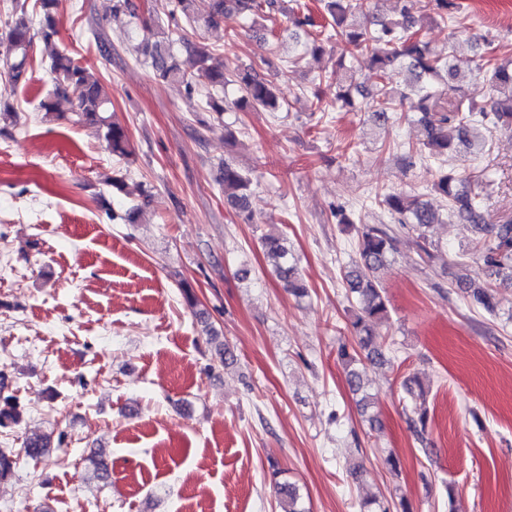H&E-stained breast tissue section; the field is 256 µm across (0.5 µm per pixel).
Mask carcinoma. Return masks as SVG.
Wrapping results in <instances>:
<instances>
[{
  "mask_svg": "<svg viewBox=\"0 0 512 512\" xmlns=\"http://www.w3.org/2000/svg\"><path fill=\"white\" fill-rule=\"evenodd\" d=\"M327 25L317 29L314 18L300 8L283 9L282 0H210L207 15L200 17L195 0H164L163 14L174 22V28L152 26L150 19L139 13L135 0H112V16L127 17L129 22L142 25L149 36L132 45L135 59L147 64L155 78L163 82L195 86V79L207 84L206 109L222 115L226 112H279L282 100L275 79L259 72L253 64L242 66L228 56L220 60L205 44L192 42L187 28L204 25L216 28L224 15L236 14L250 21L261 39L273 34L265 22L277 14L288 21V30L304 52L322 54L325 45L334 41L344 46L339 66L344 77L336 82L330 97L316 96L314 111L332 112L361 110L369 113L370 121L387 128L402 119L404 106L416 114L420 129L418 142L408 147V157H419L428 164L450 151L475 147L474 134L480 129L512 130V60L492 61L479 54L475 68L488 87L483 100L463 95L468 74L453 57L435 54L422 34L428 25L445 22L457 9L456 0H429L428 13L414 14L412 0H396L394 15L380 18L369 11V0H321ZM60 0H11L4 31L0 33V74L19 82L25 78L34 37L49 50L47 69L54 89L39 103L48 118L56 113L55 99L69 92L77 102L81 120L104 130L112 155L123 159L130 155L127 130L107 115L111 100L105 87L91 79L86 70L65 51L56 48L59 35ZM406 71L413 77L410 89L393 86L394 73ZM220 184L224 203L245 219L252 216L250 201L251 179L229 159L221 164ZM431 189L445 202L446 217L471 225L474 250L502 283L512 284V216L488 224L482 214L481 195L475 179L469 175L439 174ZM374 205L379 213L374 223L357 228L355 258L344 274L351 294L352 309L349 327L352 343L338 349L349 391L358 397V405L366 411L371 405L365 391V362L384 360V339L377 328L390 319L389 301L374 273L386 266L396 251L398 228L416 233L419 258H432L430 229L441 223L439 212L421 196L404 191L378 193ZM261 246L272 260L273 272L288 292L297 297L307 293L297 264L281 234H266ZM459 288L485 312L497 314L503 296L494 284L472 281L459 282ZM407 395L414 401V417L410 428L423 437L428 413L425 406L427 390L422 382L412 378L404 381ZM22 417L19 403L12 395L0 394V427L16 425ZM51 448L48 436L34 435L25 439L19 452L0 450V480L10 477L19 456L32 460L44 459ZM282 512H307L298 506L297 489L288 482L277 483Z\"/></svg>",
  "mask_w": 512,
  "mask_h": 512,
  "instance_id": "obj_1",
  "label": "carcinoma"
}]
</instances>
